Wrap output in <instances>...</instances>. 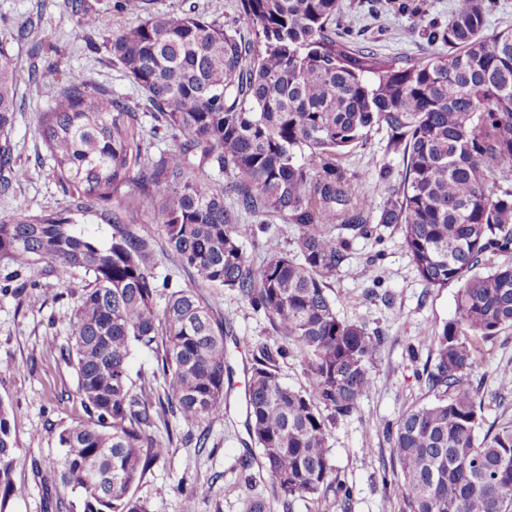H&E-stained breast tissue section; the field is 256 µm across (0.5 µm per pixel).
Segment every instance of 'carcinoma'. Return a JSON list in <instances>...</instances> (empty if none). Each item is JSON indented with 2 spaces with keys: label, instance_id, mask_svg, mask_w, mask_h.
<instances>
[{
  "label": "carcinoma",
  "instance_id": "cac0c4a2",
  "mask_svg": "<svg viewBox=\"0 0 512 512\" xmlns=\"http://www.w3.org/2000/svg\"><path fill=\"white\" fill-rule=\"evenodd\" d=\"M398 8L444 50L402 59L357 49L337 32V0H240L247 42L192 10L112 31V62L171 139L153 155L123 98L51 61L37 73L59 85L35 131L66 201L0 217V265L21 293L37 287L27 271L38 261L87 278L60 351L90 417L58 434L60 484L78 495L80 512H151L133 488L168 453L151 434L155 420L175 414L199 427L227 409L224 322L194 289L159 282L154 240L122 206L131 191L152 204L168 251L194 282L237 292L286 340L246 343L245 383L248 433L284 512L299 500H351L328 439L371 390L384 336L341 318L327 289L353 242L379 240L390 225L426 287L458 286L456 315L421 372L433 399L389 432L400 512H512V425L477 440L484 402L473 385L475 342L512 327V262L489 264L512 257V29L487 33L497 0H455L443 24L425 22L417 6ZM18 83L0 42V133L13 126ZM374 132L403 158L397 176L378 168L385 197L376 210L341 165ZM25 176L0 145V190ZM92 218L108 225V239L77 228ZM274 219L294 227V248L271 245L256 261L244 243ZM136 346L156 351L164 394L136 389ZM293 351L307 388L281 380L280 361ZM16 463L0 403V512L18 494Z\"/></svg>",
  "mask_w": 512,
  "mask_h": 512
}]
</instances>
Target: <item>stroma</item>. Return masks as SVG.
<instances>
[{"label": "stroma", "mask_w": 512, "mask_h": 512, "mask_svg": "<svg viewBox=\"0 0 512 512\" xmlns=\"http://www.w3.org/2000/svg\"><path fill=\"white\" fill-rule=\"evenodd\" d=\"M399 0H338L344 24L359 48L383 55L416 58L431 53L423 36L411 29L407 14L398 11ZM239 0H141L139 12L121 9L119 0H0V42L9 44L21 81L14 126L8 135L26 178L0 193V217L19 211L30 215L57 211L65 196L53 172L42 141L35 133L36 118L56 99L59 87L35 81L49 45L59 49L60 70L82 73L91 83L125 97L139 112L150 152L167 148V137L153 134L154 120L144 108L139 88L114 67L104 42L109 33L148 15L195 10L234 33L238 27ZM97 23L81 25L82 17ZM393 172L403 168L400 154L387 151L383 135L373 134L366 148L353 149L342 165L362 178L373 204L380 206L385 187L376 176L379 165ZM374 264L379 279L363 274ZM9 270L0 265V403L10 411V424L18 458L14 482L19 496L6 512H45L47 489L53 488L62 450L59 431L87 421L75 394L76 377L59 349L67 345L70 323L81 302L85 281L80 273H61L39 262L28 275L38 285L35 296L20 295L6 285ZM200 295L222 320L229 359L235 368L230 407L224 417L191 427L172 418L156 422L154 438L170 448L155 463L136 489L152 512H182L186 493L195 495V512H244L247 497L272 498L269 481L249 486L247 474L258 473L260 457L249 466L241 460L250 439L244 426V368L248 357L241 339L282 343L263 313L255 311L237 292L203 287ZM456 285L426 287L406 251L399 229L383 231L381 242L359 239L351 256L331 282L328 291L341 318L382 330L385 341L373 368V385L359 409L337 420L328 441L329 462L353 489L348 507L329 512H398V482L390 463L389 428L408 408L429 401L419 380L427 360L433 359V336L456 313ZM417 358H410L409 349ZM480 362L473 382L486 399L484 426L512 423V328L481 343ZM207 431L205 447H198L200 431Z\"/></svg>", "instance_id": "1"}]
</instances>
